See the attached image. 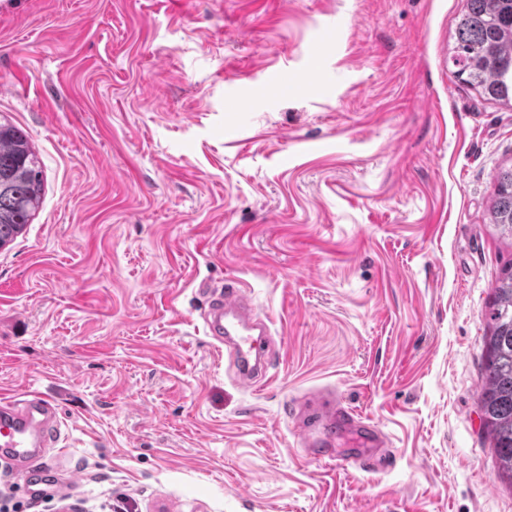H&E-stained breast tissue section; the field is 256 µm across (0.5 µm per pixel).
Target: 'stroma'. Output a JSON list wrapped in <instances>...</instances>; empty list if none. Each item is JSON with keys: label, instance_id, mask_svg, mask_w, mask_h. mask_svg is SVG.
<instances>
[{"label": "stroma", "instance_id": "35a3bbf8", "mask_svg": "<svg viewBox=\"0 0 512 512\" xmlns=\"http://www.w3.org/2000/svg\"><path fill=\"white\" fill-rule=\"evenodd\" d=\"M466 0H0V113L39 210L0 248V399L56 411L0 512H512L482 428L487 209L512 108L448 62ZM243 281L239 382L200 283ZM338 392L384 472L302 414Z\"/></svg>", "mask_w": 512, "mask_h": 512}]
</instances>
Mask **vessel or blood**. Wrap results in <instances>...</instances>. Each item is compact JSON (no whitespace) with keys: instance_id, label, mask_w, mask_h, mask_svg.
<instances>
[{"instance_id":"b4317fda","label":"vessel or blood","mask_w":512,"mask_h":512,"mask_svg":"<svg viewBox=\"0 0 512 512\" xmlns=\"http://www.w3.org/2000/svg\"><path fill=\"white\" fill-rule=\"evenodd\" d=\"M204 322L210 336L222 343L224 353L240 381L253 382L267 372L255 362L261 336L269 332L267 324L254 318L247 289L237 281L225 283L223 290L208 292ZM321 417L336 435H349L357 442L350 455L361 471L378 473L387 457L386 438L372 420L357 415L332 396L322 398ZM56 436V415L50 403L33 396L21 403L0 402V458L35 489L32 476Z\"/></svg>"}]
</instances>
